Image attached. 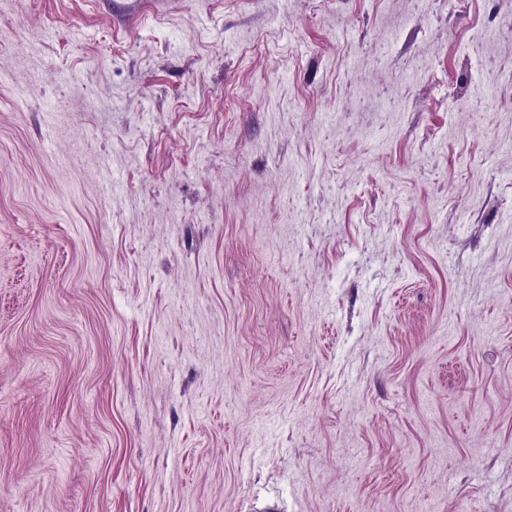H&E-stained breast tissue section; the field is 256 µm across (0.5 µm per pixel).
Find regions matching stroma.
Listing matches in <instances>:
<instances>
[{"label":"stroma","mask_w":512,"mask_h":512,"mask_svg":"<svg viewBox=\"0 0 512 512\" xmlns=\"http://www.w3.org/2000/svg\"><path fill=\"white\" fill-rule=\"evenodd\" d=\"M0 512H512V0H0Z\"/></svg>","instance_id":"stroma-1"}]
</instances>
